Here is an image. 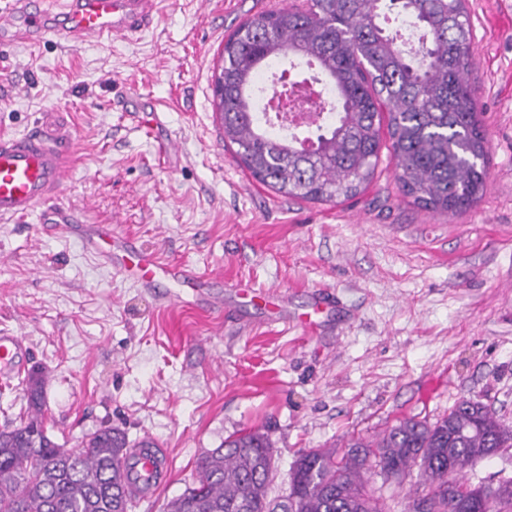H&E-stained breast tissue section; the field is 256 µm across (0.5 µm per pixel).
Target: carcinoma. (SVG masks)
<instances>
[{
	"label": "carcinoma",
	"instance_id": "1",
	"mask_svg": "<svg viewBox=\"0 0 512 512\" xmlns=\"http://www.w3.org/2000/svg\"><path fill=\"white\" fill-rule=\"evenodd\" d=\"M467 2L310 0L246 20L224 40L214 75L224 145L237 146L234 158L260 184L319 203L360 195L386 144L413 203L448 215L472 208L485 193L488 151L470 80ZM388 4L424 32L421 49L388 28ZM282 59L301 61L336 95L338 107L301 139L273 134L256 117L257 77ZM22 385L24 412L0 426V512H133L122 490L126 433L101 427L79 448H63L44 425L43 374ZM511 447L512 427L463 398L435 423L407 418L372 441L353 440L339 459L321 448L302 452L288 494L271 499V440L245 429L198 459L194 483L166 512H387L364 474L399 478L413 466L427 493L409 512H512V478L479 487L460 479Z\"/></svg>",
	"mask_w": 512,
	"mask_h": 512
}]
</instances>
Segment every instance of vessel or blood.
I'll list each match as a JSON object with an SVG mask.
<instances>
[{
	"instance_id": "1",
	"label": "vessel or blood",
	"mask_w": 512,
	"mask_h": 512,
	"mask_svg": "<svg viewBox=\"0 0 512 512\" xmlns=\"http://www.w3.org/2000/svg\"><path fill=\"white\" fill-rule=\"evenodd\" d=\"M158 0H0V33L11 42H32L52 36L63 42H101L131 39L148 29ZM75 134L62 125L36 124L31 129L0 137V221L21 220L51 202L69 171ZM90 249L105 265L147 290L167 281L181 288L204 287V279L188 266L162 261L129 236L116 235L111 225L90 230ZM25 348L22 336L0 334V376L17 374ZM130 498H153L172 474L167 449L150 437L129 449L121 462Z\"/></svg>"
}]
</instances>
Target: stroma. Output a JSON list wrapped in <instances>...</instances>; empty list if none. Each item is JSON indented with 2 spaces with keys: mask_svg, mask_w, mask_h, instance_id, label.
<instances>
[{
  "mask_svg": "<svg viewBox=\"0 0 512 512\" xmlns=\"http://www.w3.org/2000/svg\"><path fill=\"white\" fill-rule=\"evenodd\" d=\"M287 0H160L148 31L112 45L0 41V134L60 120L76 136L59 194L166 262L211 277L223 316L163 306L60 235L41 214L0 223V332L25 338L45 377L44 423L65 448L103 426L167 448L173 475L135 512H165L196 462L229 434L272 442L270 497L297 457L344 453L460 399L512 425V0H469L471 75L488 142L478 205L445 216L401 193L382 152L355 199L275 194L224 147L213 75L224 40ZM161 112L178 143L160 156L139 128ZM287 320H280V313ZM390 512L420 488L368 475Z\"/></svg>",
  "mask_w": 512,
  "mask_h": 512,
  "instance_id": "obj_1",
  "label": "stroma"
}]
</instances>
